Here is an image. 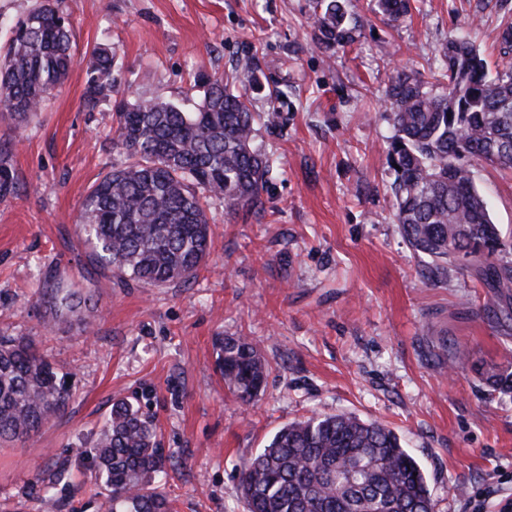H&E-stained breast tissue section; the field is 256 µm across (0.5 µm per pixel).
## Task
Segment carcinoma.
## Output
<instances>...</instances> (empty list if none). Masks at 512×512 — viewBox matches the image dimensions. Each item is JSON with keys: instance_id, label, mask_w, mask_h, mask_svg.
Returning <instances> with one entry per match:
<instances>
[{"instance_id": "cac0c4a2", "label": "carcinoma", "mask_w": 512, "mask_h": 512, "mask_svg": "<svg viewBox=\"0 0 512 512\" xmlns=\"http://www.w3.org/2000/svg\"><path fill=\"white\" fill-rule=\"evenodd\" d=\"M389 22L409 15V0H377ZM317 40L327 58L354 40L358 24L344 0H313ZM88 82L90 104L112 91L115 54L100 47ZM73 65L71 24L52 0L20 19L0 55V107L22 119L37 114ZM194 110L161 99L120 104L113 144L126 165L102 175L81 203L79 232L90 261L116 284L160 288L195 279L212 246L206 198L227 213L264 211L262 193L273 166L255 144V114L247 91L204 78ZM394 134L395 223L408 245L429 257L424 279H442L448 265L473 274L489 302L512 303V260L498 225L478 192L473 163L512 170V69L489 76L476 47L462 36L448 41L440 72L401 70L386 89ZM19 184L0 157V198ZM44 296L61 318L88 330L96 305L54 278ZM216 366L228 389L251 401L262 390L268 363L241 336L216 341ZM493 388L512 393V371L487 374ZM67 376L32 340L0 331V442H26L67 410ZM95 484L100 512H172L155 476L165 455L155 420L121 400L100 434ZM64 470L43 486L47 509L65 504L52 493ZM240 487L249 512H435L424 471L393 429L352 415H312L283 426L270 444L243 463Z\"/></svg>"}]
</instances>
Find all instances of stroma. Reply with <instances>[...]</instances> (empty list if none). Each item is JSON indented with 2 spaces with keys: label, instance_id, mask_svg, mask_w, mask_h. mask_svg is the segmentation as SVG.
Listing matches in <instances>:
<instances>
[{
  "label": "stroma",
  "instance_id": "1",
  "mask_svg": "<svg viewBox=\"0 0 512 512\" xmlns=\"http://www.w3.org/2000/svg\"><path fill=\"white\" fill-rule=\"evenodd\" d=\"M360 26L327 60L312 0H57L78 63L33 121L0 112V148L20 184L0 199V328L34 338L73 400L25 444L0 446V512H44L57 469L65 512H97L95 443L116 400L152 415L175 512H248L240 466L284 425L312 413L392 426L421 463L435 512H503L512 503V394L482 372L512 362V320L456 268L426 283L425 256L394 222L390 76L437 71L467 35L490 68L512 66L499 33L512 0H412L400 22L374 0H346ZM116 50L111 97L85 92L94 47ZM259 85H248L249 76ZM247 89L256 145L274 160L259 214L211 202L213 245L189 284L121 288L92 265L77 229L94 182L126 161L112 145L119 102L203 95L200 77ZM477 188L512 232V170L480 163ZM54 276L91 293L90 334L56 319L39 290ZM244 336L270 369L239 400L215 366L214 340ZM466 356L446 361L454 347Z\"/></svg>",
  "mask_w": 512,
  "mask_h": 512
}]
</instances>
